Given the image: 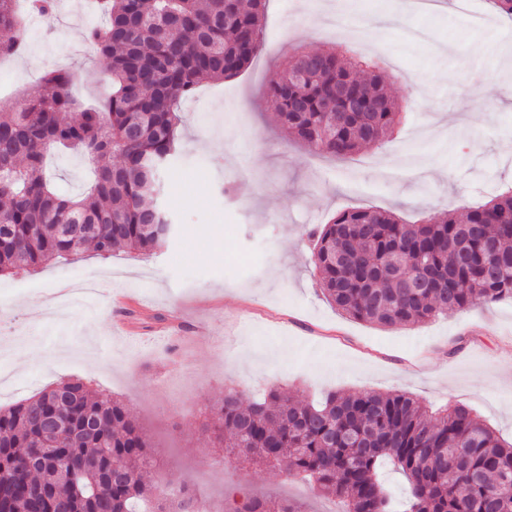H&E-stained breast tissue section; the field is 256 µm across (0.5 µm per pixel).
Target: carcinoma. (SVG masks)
<instances>
[{
	"label": "carcinoma",
	"mask_w": 512,
	"mask_h": 512,
	"mask_svg": "<svg viewBox=\"0 0 512 512\" xmlns=\"http://www.w3.org/2000/svg\"><path fill=\"white\" fill-rule=\"evenodd\" d=\"M25 12L50 19L57 0H0V58L26 50ZM267 0H95L105 22L84 42L110 62L112 94L84 107L70 70L49 68L14 110L0 112V276L115 249L151 254L176 233L159 203L160 172L179 146L176 103L204 82L245 70L262 50ZM390 76L326 49L303 53L269 83L288 137L336 157L383 142L401 109ZM53 152L82 155L91 176L76 196L57 193ZM325 298L345 315L401 328L512 298V187L467 211L415 223L376 208L343 210L310 234ZM63 423L48 437L43 418ZM228 455L256 464L288 459L345 512H397L379 477L389 462L408 481L404 512H512V444L464 405L431 418L411 394L329 393L297 403L278 388L251 405L234 388L204 427ZM149 438L131 410L68 380L0 409V485L8 512H200L196 488L146 484ZM243 512H306L255 497Z\"/></svg>",
	"instance_id": "carcinoma-1"
}]
</instances>
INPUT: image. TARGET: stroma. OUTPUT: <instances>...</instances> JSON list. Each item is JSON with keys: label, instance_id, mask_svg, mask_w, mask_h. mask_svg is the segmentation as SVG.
Wrapping results in <instances>:
<instances>
[{"label": "stroma", "instance_id": "obj_1", "mask_svg": "<svg viewBox=\"0 0 512 512\" xmlns=\"http://www.w3.org/2000/svg\"><path fill=\"white\" fill-rule=\"evenodd\" d=\"M319 2L269 0L264 51L238 77L180 101V146L160 174L177 226L164 247L106 259L89 249L0 279V408L70 377L120 397L155 452L150 480L191 479L206 512H225L236 490L299 499L309 512L340 508L284 469L225 457L203 427L229 387L247 403L273 388L306 401L404 390L432 411L471 406L512 443V300L383 329L325 299L307 235L345 209L414 221L512 187V19L488 0H441L427 11L410 0H328L335 29ZM99 20L76 9L28 28L26 54L0 68V112L53 64L74 71L79 100L102 99L109 62L74 37ZM322 48L392 74L403 112L390 139L321 156L274 122L270 80L294 54ZM473 65L484 91L471 82ZM49 170L65 193L85 186L79 156H53ZM214 236L224 239L217 258L206 254ZM80 277L98 281L91 305L62 294Z\"/></svg>", "mask_w": 512, "mask_h": 512}]
</instances>
